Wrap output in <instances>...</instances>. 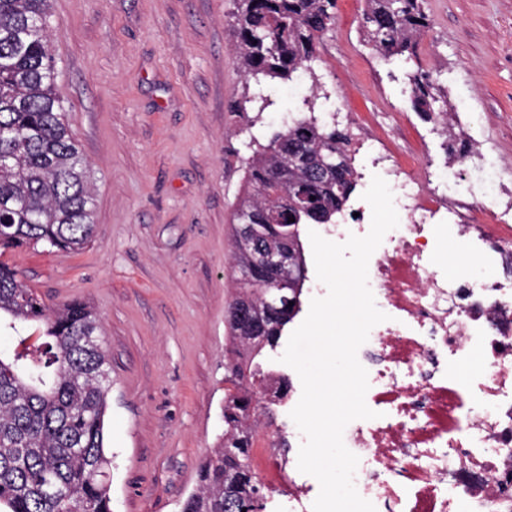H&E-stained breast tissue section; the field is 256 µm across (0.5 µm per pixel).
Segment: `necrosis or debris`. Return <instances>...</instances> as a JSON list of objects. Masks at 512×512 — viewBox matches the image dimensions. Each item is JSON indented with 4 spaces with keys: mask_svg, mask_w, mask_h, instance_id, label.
Here are the masks:
<instances>
[{
    "mask_svg": "<svg viewBox=\"0 0 512 512\" xmlns=\"http://www.w3.org/2000/svg\"><path fill=\"white\" fill-rule=\"evenodd\" d=\"M425 175L357 131L361 189L381 170L404 220L372 254L368 284L386 313L357 353L368 373L371 420L350 422L355 486L376 512H512V186H486L488 162L470 140ZM460 237L465 258L448 277L435 259ZM255 460L288 512H312V487L269 445Z\"/></svg>",
    "mask_w": 512,
    "mask_h": 512,
    "instance_id": "4bbe7bcc",
    "label": "necrosis or debris"
}]
</instances>
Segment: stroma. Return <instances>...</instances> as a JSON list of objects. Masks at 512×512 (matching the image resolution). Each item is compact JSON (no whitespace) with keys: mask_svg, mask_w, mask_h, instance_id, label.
Masks as SVG:
<instances>
[{"mask_svg":"<svg viewBox=\"0 0 512 512\" xmlns=\"http://www.w3.org/2000/svg\"><path fill=\"white\" fill-rule=\"evenodd\" d=\"M425 7L416 58L383 63L361 42L363 0H337L313 74L269 82L275 105L262 112L243 101L233 0H50L57 92L95 190L93 238L75 253L37 246L0 258L46 304L84 301L99 319L112 367V512H180L221 443L234 211L256 144L298 98L346 107L404 153L430 127L406 74L433 72L449 109L474 114L497 175L512 176V0ZM267 364L291 389L255 434L294 459L301 381L276 357Z\"/></svg>","mask_w":512,"mask_h":512,"instance_id":"1","label":"stroma"}]
</instances>
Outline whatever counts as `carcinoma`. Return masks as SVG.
<instances>
[{"instance_id":"cac0c4a2","label":"carcinoma","mask_w":512,"mask_h":512,"mask_svg":"<svg viewBox=\"0 0 512 512\" xmlns=\"http://www.w3.org/2000/svg\"><path fill=\"white\" fill-rule=\"evenodd\" d=\"M49 0H0V256L46 245L75 251L92 241L95 196L89 165L72 139L56 93L57 58L50 49ZM231 19L234 51L252 100L263 112L274 105L268 79L314 73L317 45L336 19V0H236ZM430 27L424 0H366L362 42L379 59L410 60ZM412 107L422 119L448 116L447 94L432 75H407ZM250 190L240 198L234 227V267H256L232 305L246 309L243 325L228 323L234 356L225 379L222 447L198 469V489L181 512H224V446L252 438L258 396L272 380L263 360L281 346L302 311L307 224H334L354 194L356 173L348 131L326 123L315 104L296 103L288 122L248 163ZM292 219L280 237L275 216ZM288 254L300 277L297 305L275 316L268 307L271 254ZM37 323L44 340L0 356V512H112L111 460L105 416L112 385L101 326L80 301L50 307L18 271L0 261V331L20 333ZM265 337L257 347L247 331ZM255 478L241 480L237 497L246 512H266L267 495Z\"/></svg>"}]
</instances>
